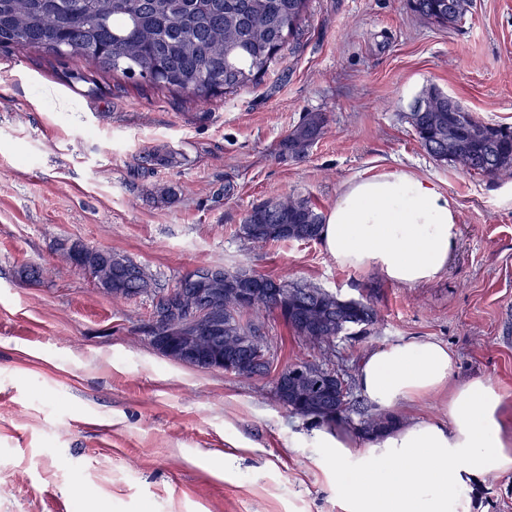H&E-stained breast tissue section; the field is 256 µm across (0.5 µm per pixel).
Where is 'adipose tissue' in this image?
Returning <instances> with one entry per match:
<instances>
[{
    "label": "adipose tissue",
    "instance_id": "adipose-tissue-1",
    "mask_svg": "<svg viewBox=\"0 0 512 512\" xmlns=\"http://www.w3.org/2000/svg\"><path fill=\"white\" fill-rule=\"evenodd\" d=\"M457 237L455 202L431 180L390 170L346 183L320 234L338 266L410 288L447 269ZM455 370L448 346L428 339L394 342L361 360L358 385L375 410L397 415L444 394L448 417L401 422L365 445L335 423L316 431L347 512H452L465 507L464 492L512 472L501 389L484 378L454 381Z\"/></svg>",
    "mask_w": 512,
    "mask_h": 512
}]
</instances>
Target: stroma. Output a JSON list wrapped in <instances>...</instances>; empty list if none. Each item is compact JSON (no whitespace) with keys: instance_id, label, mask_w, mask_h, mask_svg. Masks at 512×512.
I'll return each instance as SVG.
<instances>
[{"instance_id":"1","label":"stroma","mask_w":512,"mask_h":512,"mask_svg":"<svg viewBox=\"0 0 512 512\" xmlns=\"http://www.w3.org/2000/svg\"><path fill=\"white\" fill-rule=\"evenodd\" d=\"M64 70L0 49V512H344L313 424L278 401L273 374L320 361L358 400L360 359L400 340L447 344L456 379L489 378L512 409V173L437 160L407 120L435 87L512 126V0H473L450 27L421 22L407 0H311L274 73L207 103L116 76L91 94ZM309 112L326 113L324 136L305 158L282 155ZM159 146L178 163L145 164ZM384 169L457 204L458 244L432 283L339 267L317 240L238 235L255 205L308 197L325 213L346 183ZM73 242L132 258L162 288L201 264H242L370 302L377 322L328 350L267 314L271 375L199 369L144 335L155 295L113 298L62 269ZM471 499L472 512H512V473Z\"/></svg>"}]
</instances>
